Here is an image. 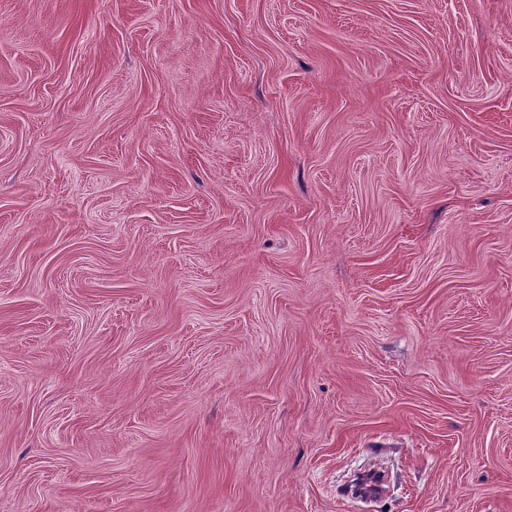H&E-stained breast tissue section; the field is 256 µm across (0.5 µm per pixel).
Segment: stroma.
I'll list each match as a JSON object with an SVG mask.
<instances>
[{"label": "stroma", "instance_id": "obj_1", "mask_svg": "<svg viewBox=\"0 0 512 512\" xmlns=\"http://www.w3.org/2000/svg\"><path fill=\"white\" fill-rule=\"evenodd\" d=\"M0 512H512V0H0Z\"/></svg>", "mask_w": 512, "mask_h": 512}]
</instances>
